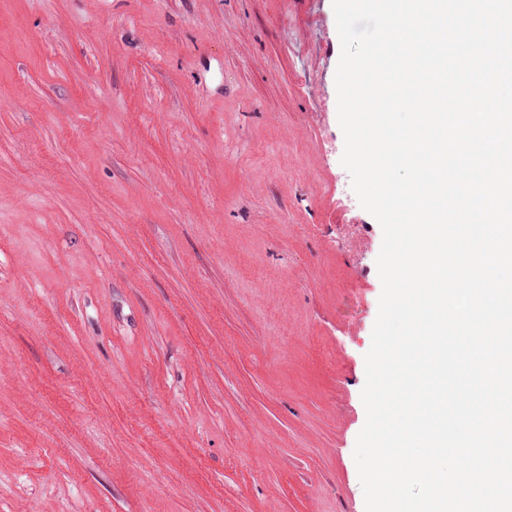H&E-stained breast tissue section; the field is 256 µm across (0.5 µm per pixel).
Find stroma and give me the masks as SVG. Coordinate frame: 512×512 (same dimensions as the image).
<instances>
[{"label":"stroma","instance_id":"stroma-1","mask_svg":"<svg viewBox=\"0 0 512 512\" xmlns=\"http://www.w3.org/2000/svg\"><path fill=\"white\" fill-rule=\"evenodd\" d=\"M340 53L332 0H0V512H365Z\"/></svg>","mask_w":512,"mask_h":512}]
</instances>
